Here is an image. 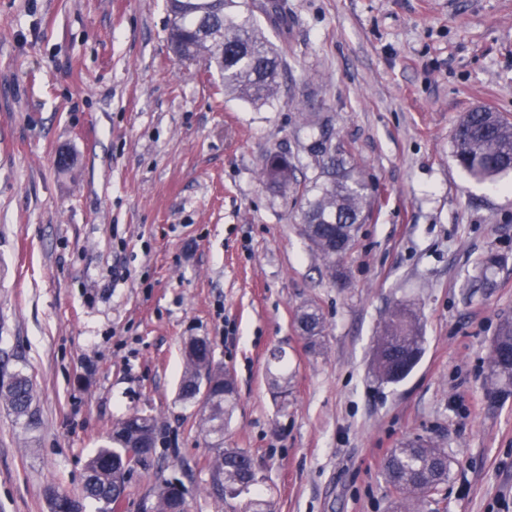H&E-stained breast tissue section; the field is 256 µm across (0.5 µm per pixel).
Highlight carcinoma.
Here are the masks:
<instances>
[{
    "label": "carcinoma",
    "mask_w": 512,
    "mask_h": 512,
    "mask_svg": "<svg viewBox=\"0 0 512 512\" xmlns=\"http://www.w3.org/2000/svg\"><path fill=\"white\" fill-rule=\"evenodd\" d=\"M172 16L169 39L183 60L207 58L221 74L224 91L232 96L259 101L278 89L279 52L255 25L252 5L246 0H167ZM260 9L276 21L288 17L286 0H269ZM309 152L315 157L324 180L307 200L303 232L310 240L333 283L344 277L342 262L351 248L359 225L373 213L369 184L342 151L331 150L326 139L314 141ZM453 154L468 176L480 184H496L512 172V122L491 109L465 113L453 135ZM261 175L269 186L283 194L294 183L292 164L285 154H270L263 160ZM300 329L311 346L322 335L323 322L313 307L298 316ZM424 336L419 314L397 303L383 319L373 345L372 367L379 379L397 384L411 373L422 353ZM512 350V322L501 324L489 356L491 383L503 391L512 388V359L502 353ZM266 376L282 403L288 397V357L274 350L266 364ZM185 401L203 400L202 431L212 439L210 488L229 505L246 500L245 512H270L266 501L254 500L251 492L258 481L251 454L243 448L224 447V430L231 421L236 391L230 373L213 363L210 346L194 338L186 349V365L180 387ZM4 399L16 419L30 416L34 399L31 379L21 373L8 383L0 382ZM149 445L155 451L156 432L152 418L132 414L118 421L106 444L97 449L86 465L81 496L72 497L55 489L48 491L50 512H113L125 491L131 471L128 449ZM448 453L432 440L402 443L388 457L384 474L396 493L393 512H423L424 501L450 476ZM182 491L167 482L156 492L154 512L180 509Z\"/></svg>",
    "instance_id": "1"
}]
</instances>
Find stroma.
I'll return each instance as SVG.
<instances>
[{
    "label": "stroma",
    "instance_id": "1",
    "mask_svg": "<svg viewBox=\"0 0 512 512\" xmlns=\"http://www.w3.org/2000/svg\"><path fill=\"white\" fill-rule=\"evenodd\" d=\"M287 2V28L256 15L282 62L277 95L253 104L174 55L166 0H0V380L35 389L26 422L0 400V512L80 495L136 412L156 419V452L118 512H153L175 479L188 512H229L207 492L201 404L178 395L193 338L234 377L224 445L250 452L273 512H390L385 461L417 437L451 462L425 512H512V391L489 368L512 321V190L452 153L466 112L512 120V0ZM307 112L373 186L342 287L301 233L320 180ZM274 152L294 166L285 196L260 176ZM490 253L504 263L487 280ZM400 301L423 351L386 384L372 349ZM309 305L316 351L297 326ZM266 376L271 388L282 403L288 404V357L283 349L274 350L266 364Z\"/></svg>",
    "mask_w": 512,
    "mask_h": 512
}]
</instances>
